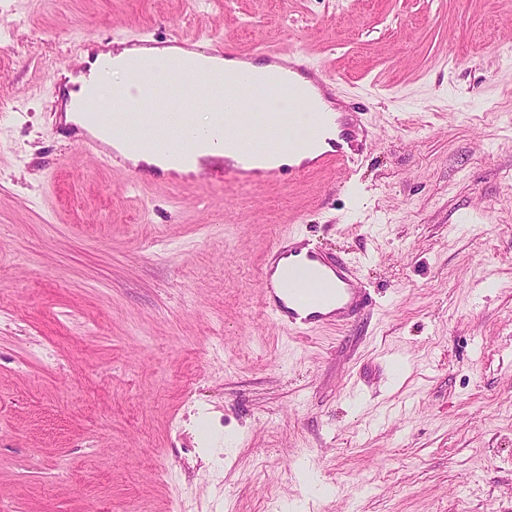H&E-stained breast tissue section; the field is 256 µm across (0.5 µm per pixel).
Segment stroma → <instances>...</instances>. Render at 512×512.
Listing matches in <instances>:
<instances>
[{
    "mask_svg": "<svg viewBox=\"0 0 512 512\" xmlns=\"http://www.w3.org/2000/svg\"><path fill=\"white\" fill-rule=\"evenodd\" d=\"M184 39L332 75L359 167L137 186L61 136L86 41ZM294 234L374 311L273 323ZM177 507L512 512V0H0V512Z\"/></svg>",
    "mask_w": 512,
    "mask_h": 512,
    "instance_id": "1",
    "label": "stroma"
}]
</instances>
